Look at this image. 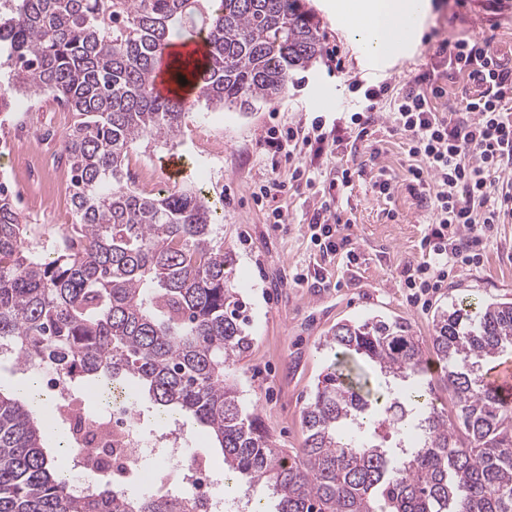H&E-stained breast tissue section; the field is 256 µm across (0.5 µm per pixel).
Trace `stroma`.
Listing matches in <instances>:
<instances>
[{
	"mask_svg": "<svg viewBox=\"0 0 512 512\" xmlns=\"http://www.w3.org/2000/svg\"><path fill=\"white\" fill-rule=\"evenodd\" d=\"M328 0H303L319 23L322 48L316 60L295 71L283 94L273 103L259 104L248 112L231 108L186 114L174 143L141 140L129 151L126 168L155 169L163 191L195 187L210 199H223L220 224L224 247L233 260L232 285L244 302L249 320L250 349L237 363L234 374L247 412L258 416L278 447L295 453L306 438L302 411L318 382L334 360L327 338L336 324L361 323L371 318L401 320L412 325L424 340V357L435 361L430 342L438 312L461 300L482 303L512 300V223L500 225L492 242L482 248L478 266L450 277L427 308L413 305L402 272L422 262L420 247L430 221L425 191L410 182L407 169L413 159L400 136L387 124L375 126L366 140H345L334 154L316 159L323 172L338 166L354 170L351 188L339 197V233L349 236L357 259L347 263L342 255H326L311 244L307 223L319 195L306 188L291 189L281 200L288 221L273 224L265 208L254 202L255 183L287 178V168L272 169L262 136L274 122H298L308 112L341 113L354 108L351 77L369 73L402 84L435 64V47L443 39L490 35L497 46L512 48V0L492 9L489 0H466L464 6L448 0H431L430 15L417 24V36L398 59L375 64L332 16ZM337 48L341 67H327L325 49ZM74 113L60 112L51 100L32 104L24 95L13 98L11 116L0 125V177L17 193V209L37 234L59 239L72 222L69 198L52 201L29 191L17 168L12 146L36 139L43 153L57 147V136L74 125ZM179 157L184 165L180 179L172 180L165 158ZM392 184L390 196L372 191L375 180ZM308 273L295 284L296 272Z\"/></svg>",
	"mask_w": 512,
	"mask_h": 512,
	"instance_id": "35a3bbf8",
	"label": "stroma"
}]
</instances>
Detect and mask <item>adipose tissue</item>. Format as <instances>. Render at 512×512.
<instances>
[{
	"label": "adipose tissue",
	"mask_w": 512,
	"mask_h": 512,
	"mask_svg": "<svg viewBox=\"0 0 512 512\" xmlns=\"http://www.w3.org/2000/svg\"><path fill=\"white\" fill-rule=\"evenodd\" d=\"M431 10L430 0H344L341 7L351 33L372 59L380 62L402 47L395 23L409 15L427 17Z\"/></svg>",
	"instance_id": "obj_1"
}]
</instances>
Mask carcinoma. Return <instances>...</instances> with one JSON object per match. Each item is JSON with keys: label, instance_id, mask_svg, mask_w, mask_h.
Returning a JSON list of instances; mask_svg holds the SVG:
<instances>
[{"label": "carcinoma", "instance_id": "obj_1", "mask_svg": "<svg viewBox=\"0 0 512 512\" xmlns=\"http://www.w3.org/2000/svg\"><path fill=\"white\" fill-rule=\"evenodd\" d=\"M11 90L65 103L79 120L60 140L74 224L39 256L0 180V342L41 363L77 367L81 402L134 384L163 413L187 414L276 512H512V411L484 385V363L512 351V301L434 319L452 409L409 380L426 374L422 341L399 320L339 323L336 362L303 410L295 457L242 405L230 370L249 349L217 202L201 190L145 196L125 179L132 145L167 141L195 106L243 112L278 98L317 56L319 27L300 0H0ZM207 51L171 79L196 98L156 91L174 39ZM11 90L0 91V112ZM58 413L42 390L0 389V512H200L135 477L75 498L47 435Z\"/></svg>", "mask_w": 512, "mask_h": 512}]
</instances>
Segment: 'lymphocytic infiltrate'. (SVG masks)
<instances>
[{"label": "lymphocytic infiltrate", "instance_id": "obj_1", "mask_svg": "<svg viewBox=\"0 0 512 512\" xmlns=\"http://www.w3.org/2000/svg\"><path fill=\"white\" fill-rule=\"evenodd\" d=\"M437 61L399 89L357 79L360 111L349 117L328 118L317 113L310 121L273 124L263 137L272 166L287 163L288 178L256 185V203H269L274 223L285 221L277 200L288 184L321 187L322 201L308 223L309 238L325 253H344L354 261L349 237L338 234L332 206L353 184L350 168L323 177L320 168L303 163L302 155L335 152L344 139H364L379 120L405 137L414 159L408 168L411 182L427 188L431 222L422 239L424 260L405 272L404 284L414 303L430 297L450 271L479 264L482 243L493 239L499 225L512 223V181H502L512 164V49L495 48L489 38L467 37L439 42ZM466 77L469 86L449 99L448 85ZM447 101L440 111L439 101Z\"/></svg>", "mask_w": 512, "mask_h": 512}]
</instances>
